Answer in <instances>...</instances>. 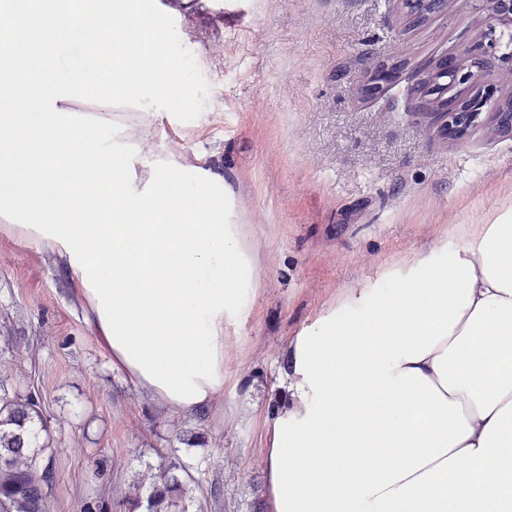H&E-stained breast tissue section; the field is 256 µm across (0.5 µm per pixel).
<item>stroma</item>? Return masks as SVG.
<instances>
[{"label": "stroma", "mask_w": 512, "mask_h": 512, "mask_svg": "<svg viewBox=\"0 0 512 512\" xmlns=\"http://www.w3.org/2000/svg\"><path fill=\"white\" fill-rule=\"evenodd\" d=\"M161 2L179 96L113 113L97 138L223 176L251 255L247 314L225 325L223 390L168 412L113 369L54 252L0 230V393L39 398L50 512H84L101 489L107 512H145L172 463L196 478L183 512H262L260 448L295 336L352 290L395 288L388 271L415 255L448 263L450 228L512 221V136L488 122L450 140L419 90L441 57L489 40L490 0H445L420 26L404 0ZM396 61V82L366 96ZM479 91L512 98V59L487 53L454 89Z\"/></svg>", "instance_id": "obj_1"}]
</instances>
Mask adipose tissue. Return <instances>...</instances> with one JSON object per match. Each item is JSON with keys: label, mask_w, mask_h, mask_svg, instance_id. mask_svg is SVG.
<instances>
[{"label": "adipose tissue", "mask_w": 512, "mask_h": 512, "mask_svg": "<svg viewBox=\"0 0 512 512\" xmlns=\"http://www.w3.org/2000/svg\"><path fill=\"white\" fill-rule=\"evenodd\" d=\"M92 75L64 74L66 0H0V219L64 262L85 319L169 411L224 387V323L242 313L247 252L224 179L145 161L111 139L79 151L73 105L172 99L173 60L134 64V0H79ZM148 164L147 181L131 178ZM393 291L345 295L288 349L266 432V512H512V222L473 224L448 264L418 256Z\"/></svg>", "instance_id": "ef3b65f1"}]
</instances>
